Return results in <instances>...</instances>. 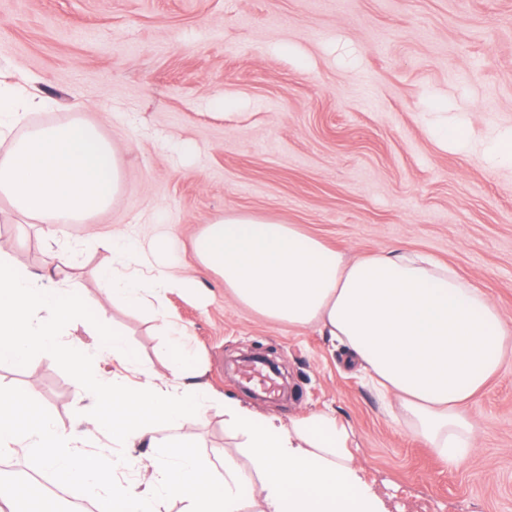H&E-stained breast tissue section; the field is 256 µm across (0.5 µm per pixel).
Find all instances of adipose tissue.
<instances>
[{"label":"adipose tissue","instance_id":"adipose-tissue-1","mask_svg":"<svg viewBox=\"0 0 512 512\" xmlns=\"http://www.w3.org/2000/svg\"><path fill=\"white\" fill-rule=\"evenodd\" d=\"M44 99L0 81V136L25 124ZM116 260L100 277L115 305L137 307L152 290L196 289L166 252L128 239L110 244ZM199 266L224 282L240 306L268 320L314 327L342 345L351 360L398 405L402 422L442 465L463 462L478 446L467 405L512 355V324L493 302L431 258L381 250L354 259L296 225L250 213L206 224L193 241ZM74 249L50 251L37 271L18 267L0 244V364L22 365L33 352L52 354L78 371L76 397L87 401L82 433L57 427L27 391H0V453L26 450L64 483H77L97 512H380L376 493L358 477L351 429L329 411L305 413L289 425L235 400L224 402V430L249 460H224L223 475L193 451L191 430L211 397L196 379L184 330L165 326L176 355L169 374H144L134 386L104 378L113 362L137 364L121 330L101 325L105 308L89 310L71 284ZM90 345L69 341L76 324ZM177 430L166 442L161 428ZM105 433L118 455L81 451L82 434ZM149 455H141V448Z\"/></svg>","mask_w":512,"mask_h":512}]
</instances>
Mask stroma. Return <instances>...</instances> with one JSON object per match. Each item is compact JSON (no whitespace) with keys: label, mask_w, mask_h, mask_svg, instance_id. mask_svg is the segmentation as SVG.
Instances as JSON below:
<instances>
[{"label":"stroma","mask_w":512,"mask_h":512,"mask_svg":"<svg viewBox=\"0 0 512 512\" xmlns=\"http://www.w3.org/2000/svg\"><path fill=\"white\" fill-rule=\"evenodd\" d=\"M0 74L37 78L51 100L27 126L82 120L112 143L121 174L105 211L48 237L0 198V243L30 269L78 247L91 309L105 301L111 239L160 237L179 253L198 290L169 291L157 309L108 307L106 323L150 372L170 363L162 315L185 329L215 395L193 431L215 468L241 455L225 398L285 425L328 410L351 426L383 512H512V359L468 407L479 448L446 468L341 346L241 307L192 253L205 224L250 213L349 256L429 255L512 324V164L483 153L512 129V0H0ZM451 123L470 128L468 147L441 137ZM255 349L280 364L287 398L255 397L229 370ZM75 373L40 352L0 366V388L33 389L67 427Z\"/></svg>","instance_id":"stroma-1"}]
</instances>
